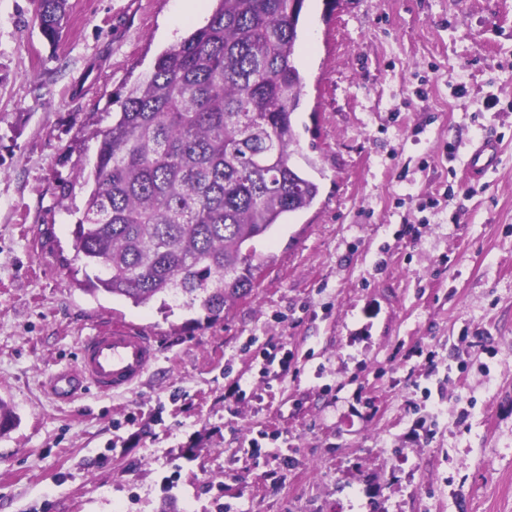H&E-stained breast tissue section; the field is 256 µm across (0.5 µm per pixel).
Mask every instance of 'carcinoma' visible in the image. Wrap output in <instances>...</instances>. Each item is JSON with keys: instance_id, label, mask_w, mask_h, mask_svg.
Here are the masks:
<instances>
[{"instance_id": "1", "label": "carcinoma", "mask_w": 512, "mask_h": 512, "mask_svg": "<svg viewBox=\"0 0 512 512\" xmlns=\"http://www.w3.org/2000/svg\"><path fill=\"white\" fill-rule=\"evenodd\" d=\"M32 2L55 42L68 0ZM213 2L205 25L117 97L72 235L81 290L136 307L179 299L218 320L270 262L257 244L309 209L320 184L291 163L305 0ZM15 422L0 398V435Z\"/></svg>"}]
</instances>
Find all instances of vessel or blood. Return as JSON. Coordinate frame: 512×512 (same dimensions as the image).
<instances>
[{
  "label": "vessel or blood",
  "mask_w": 512,
  "mask_h": 512,
  "mask_svg": "<svg viewBox=\"0 0 512 512\" xmlns=\"http://www.w3.org/2000/svg\"><path fill=\"white\" fill-rule=\"evenodd\" d=\"M497 152L494 140H484L472 153L470 175L478 179L492 166ZM154 337L122 323L97 328L85 336L76 365L53 373L47 383L55 399L67 401L86 387L110 394L130 390L156 361Z\"/></svg>",
  "instance_id": "b4317fda"
}]
</instances>
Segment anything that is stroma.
Here are the masks:
<instances>
[{
	"mask_svg": "<svg viewBox=\"0 0 512 512\" xmlns=\"http://www.w3.org/2000/svg\"><path fill=\"white\" fill-rule=\"evenodd\" d=\"M178 2L69 0L52 45L0 0V512H512V0H306L292 161L320 195L213 322L76 285L116 98L210 15ZM111 321L155 366L55 401ZM497 152V143L493 139L486 138L472 153L470 163V175L474 179H480L493 165Z\"/></svg>",
	"mask_w": 512,
	"mask_h": 512,
	"instance_id": "1",
	"label": "stroma"
}]
</instances>
